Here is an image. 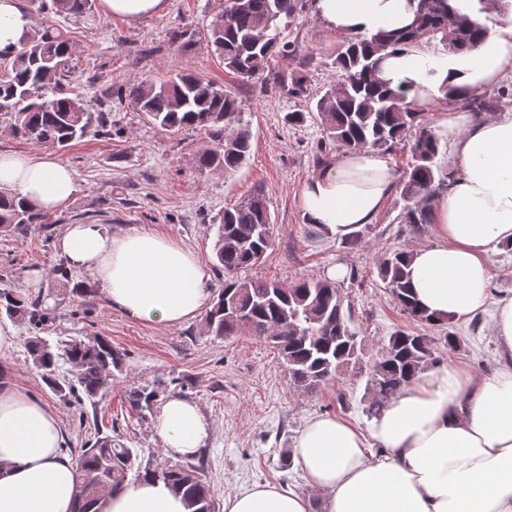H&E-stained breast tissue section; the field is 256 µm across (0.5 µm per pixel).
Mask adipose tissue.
Segmentation results:
<instances>
[{
    "mask_svg": "<svg viewBox=\"0 0 512 512\" xmlns=\"http://www.w3.org/2000/svg\"><path fill=\"white\" fill-rule=\"evenodd\" d=\"M314 13L349 35L410 20L406 0H314ZM34 24L22 0H0V50L21 47ZM380 77L425 111L453 97L440 133L458 174L433 202V239L413 250L410 281L429 312L469 319L491 302V259L512 243V104L486 115L464 103L512 82V12L468 53L383 52ZM396 186L383 153L348 149L304 183L300 213L344 237L374 223ZM1 189L55 214L68 208L78 182L50 151H0ZM55 248L71 271L91 275L109 308L132 319L174 327L209 301V275L195 253L164 233L68 224ZM496 304L493 368L440 362L390 398L365 431L332 415L309 419L293 448L307 492L254 484L227 495L224 512H512V295ZM154 427L162 447L185 458L210 431L198 405L181 396L165 400ZM64 441L53 410L0 380V512H73L77 471ZM100 512L191 509L144 476L107 494Z\"/></svg>",
    "mask_w": 512,
    "mask_h": 512,
    "instance_id": "ef3b65f1",
    "label": "adipose tissue"
}]
</instances>
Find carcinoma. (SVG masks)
I'll list each match as a JSON object with an SVG mask.
<instances>
[{"label": "carcinoma", "instance_id": "carcinoma-1", "mask_svg": "<svg viewBox=\"0 0 512 512\" xmlns=\"http://www.w3.org/2000/svg\"><path fill=\"white\" fill-rule=\"evenodd\" d=\"M94 0H40V8L57 15L85 17ZM303 0H224L220 19L207 31L214 53L224 68L243 81L264 69L268 60L288 55L282 34L286 24L301 11ZM490 9L489 0H473L468 10L456 0H416L412 21L396 31L345 36L336 47L331 67L341 79L316 101L315 110L288 112L289 124L303 123L317 114L328 144L348 149L389 151L411 135L410 161L397 184L399 223L417 233L432 223V200L443 192L445 179L438 157L448 152L426 118L406 101L401 90H392L377 78V54L387 48L440 44L450 53L476 48L483 29L473 13ZM70 38L48 25L33 31L19 49L0 50V115L11 122L13 133L34 144L64 149L89 134L107 132L111 113L92 117L82 100L70 96L66 86L72 64ZM118 106L129 101L154 125L166 130L204 131L206 144L196 150L199 173H231L245 161L252 132L241 102L223 87L194 75L178 74L159 85L145 82L107 99ZM58 220L32 211L9 192L0 191V233L24 237L39 226L48 229ZM275 221L268 199L261 191L224 209L219 216L213 246L215 267L224 276L212 308L205 317L206 332L226 337L247 333L277 351L296 388L308 389L336 376L338 369L356 364L364 343L351 328V311L336 283L304 278L286 287L273 280L239 277L259 266L273 246ZM411 252L384 258L378 275L396 305L410 319L425 326H441L451 318L427 314L411 296ZM51 311L43 294L22 295L13 288L0 289V318L26 320L30 325L24 346L33 369L59 399L71 403L96 401L112 389L123 371L124 357L102 336L73 337L52 345L39 335ZM381 358L372 365L366 390L365 413L375 417L388 398L398 393L418 373L441 360L428 337L399 330L381 343ZM160 396L159 387L143 385L130 391L136 412L150 410ZM77 485L73 512H98V500L128 477L148 475L183 495L192 512H216L209 484L192 464L163 468L144 466L137 449L108 435L85 442L76 460Z\"/></svg>", "mask_w": 512, "mask_h": 512}]
</instances>
